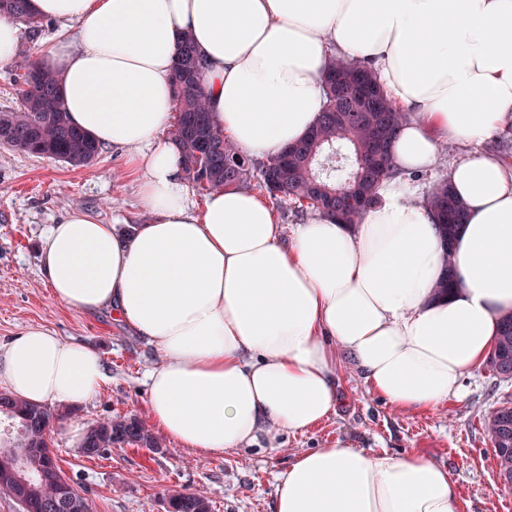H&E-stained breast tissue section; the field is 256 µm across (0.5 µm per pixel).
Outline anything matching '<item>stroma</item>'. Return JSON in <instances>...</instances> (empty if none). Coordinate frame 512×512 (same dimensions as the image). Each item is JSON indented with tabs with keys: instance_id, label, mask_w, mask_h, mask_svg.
Returning a JSON list of instances; mask_svg holds the SVG:
<instances>
[{
	"instance_id": "stroma-1",
	"label": "stroma",
	"mask_w": 512,
	"mask_h": 512,
	"mask_svg": "<svg viewBox=\"0 0 512 512\" xmlns=\"http://www.w3.org/2000/svg\"><path fill=\"white\" fill-rule=\"evenodd\" d=\"M466 154L459 145H443L434 168L408 180L429 196ZM127 156L125 149L109 147L91 166L73 167L0 145V344L26 327L42 326L95 348L112 375L111 385L89 402L50 408L58 464L92 512H166L168 497L179 492L203 494L210 512H274L279 474L298 454L335 441L399 456L426 455L448 468L459 512H512V491L498 486L496 459L484 433L500 397L512 394V381L497 380L484 366L467 378L462 399L413 411L370 391L351 360L342 358V405L336 417L312 432L283 436L273 449L196 453L164 435L159 448H115L95 459L72 448L66 424L87 428L107 419L150 418L144 377L158 362V350L111 312L84 314L56 302L39 262L46 231L68 211L122 229L150 222Z\"/></svg>"
}]
</instances>
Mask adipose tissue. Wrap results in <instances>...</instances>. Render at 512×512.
<instances>
[{
    "mask_svg": "<svg viewBox=\"0 0 512 512\" xmlns=\"http://www.w3.org/2000/svg\"><path fill=\"white\" fill-rule=\"evenodd\" d=\"M61 28L34 60L60 81L70 123L129 149L154 219L119 232L72 211L41 271L69 309L113 315L161 353L146 374L153 423L179 446L273 448L335 416L339 351L390 404L430 409L464 382L512 314V172L485 144L512 125V0H30ZM191 35L216 127L268 158L325 105L333 58L370 66L410 119L390 144L398 177L355 226L315 213L283 239L251 190L196 205L174 110L175 50ZM469 147L449 184L466 217L445 247L433 209L402 181L443 143ZM455 286L433 290L444 272ZM111 380L100 354L41 327L0 345V386L36 405H81ZM274 512H456L447 468L341 443L300 453Z\"/></svg>",
    "mask_w": 512,
    "mask_h": 512,
    "instance_id": "1",
    "label": "adipose tissue"
}]
</instances>
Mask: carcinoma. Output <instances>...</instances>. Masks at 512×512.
Instances as JSON below:
<instances>
[{"label":"carcinoma","instance_id":"carcinoma-1","mask_svg":"<svg viewBox=\"0 0 512 512\" xmlns=\"http://www.w3.org/2000/svg\"><path fill=\"white\" fill-rule=\"evenodd\" d=\"M0 12L34 32L43 27L29 0H0ZM18 69L20 105L0 112V144L76 167L92 165L101 147L69 122L57 75L29 60L21 61ZM202 69V59L186 34L177 45L172 73L176 117L171 135L184 157L187 180L198 192L249 188L256 170L258 187L270 198L291 201L303 210L322 212L352 226L375 202L380 183L397 175L389 144L406 113L389 99L372 68L333 60L322 80L325 109L315 124L301 142L258 165L212 123ZM428 203L449 249L464 222L465 206L447 182L435 188ZM495 348L512 365V315L504 321ZM51 423L46 408L0 392V449L47 447ZM484 432L493 446L498 473L512 475V396L498 402L493 417L484 423ZM124 446L156 448L158 443L146 424L134 417L100 421L83 440L84 455L89 458ZM28 466L35 479L25 491L26 512H71L56 483L60 470L56 454L48 450ZM169 502L172 512H210L208 500L200 493L173 494Z\"/></svg>","mask_w":512,"mask_h":512}]
</instances>
